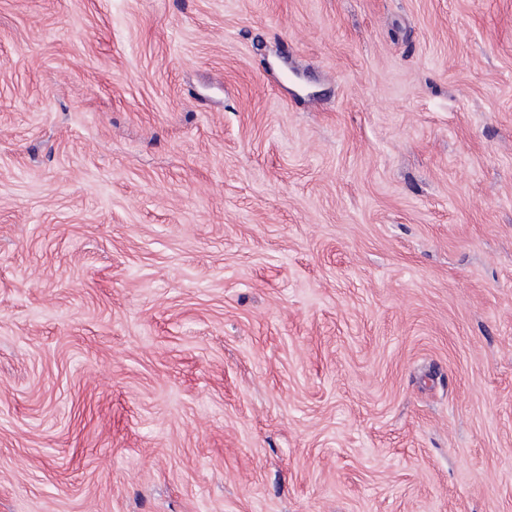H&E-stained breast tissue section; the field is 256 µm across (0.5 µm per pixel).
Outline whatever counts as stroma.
Returning <instances> with one entry per match:
<instances>
[{
  "instance_id": "stroma-1",
  "label": "stroma",
  "mask_w": 512,
  "mask_h": 512,
  "mask_svg": "<svg viewBox=\"0 0 512 512\" xmlns=\"http://www.w3.org/2000/svg\"><path fill=\"white\" fill-rule=\"evenodd\" d=\"M0 512H512V0H0Z\"/></svg>"
}]
</instances>
